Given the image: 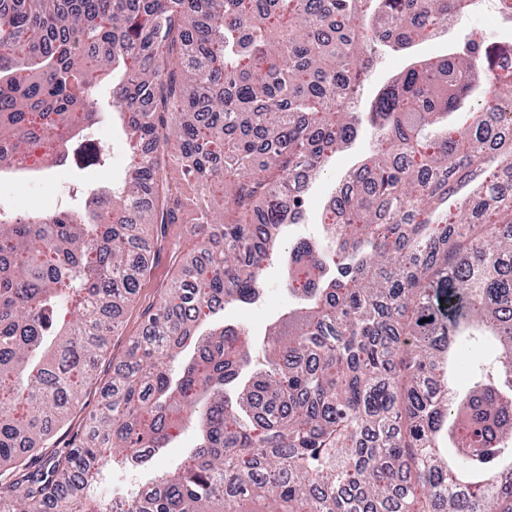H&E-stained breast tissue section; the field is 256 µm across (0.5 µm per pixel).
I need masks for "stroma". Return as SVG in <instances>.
<instances>
[{"mask_svg":"<svg viewBox=\"0 0 512 512\" xmlns=\"http://www.w3.org/2000/svg\"><path fill=\"white\" fill-rule=\"evenodd\" d=\"M474 30L481 32L490 42H512V25L501 20L493 0H480L473 10L466 12L449 26L447 34L440 39L424 42L409 54L392 51L383 53L369 72L365 87L366 95H373L379 87L393 79L409 63L437 55L447 48L458 45L468 33ZM95 135L106 146L108 160L105 165L84 169L73 166L56 167L46 174L43 183L31 184L28 190L29 195L45 210H55L58 197L69 184L74 183L82 186L83 189L90 190L96 186L111 183L113 174L122 171L129 164L128 148L123 140L113 136L110 120H103L96 128ZM370 144L371 134L366 131L360 135L353 148L336 153L328 173L311 186L309 219L307 223L295 227V235L310 237L319 233L320 214L324 202L331 195L335 184L354 166L361 154L368 150ZM152 265L150 276L122 316L119 332L110 339L109 349L99 362L96 381L85 388L79 405L73 409L66 423L56 430L53 439L30 457L29 462L32 466L52 464L62 452L67 451L72 435L81 430L86 418L98 410L101 404L100 388L103 381H106L112 373L111 362L124 357L131 337L139 333L143 326L144 309L150 304L159 302L165 288L175 276L176 269L168 252L154 254ZM281 270L280 262L271 263L267 269L268 286L263 298L252 305L242 304L226 309L225 320L245 324L256 338H263L267 327L287 311L290 302L288 295L278 286ZM195 439V430H188L180 441L169 445L161 456L154 458L148 469L137 473L115 474L112 478L114 486L118 488L131 486L139 481L148 480L153 473L167 469L185 457L189 448L194 445Z\"/></svg>","mask_w":512,"mask_h":512,"instance_id":"stroma-1","label":"stroma"}]
</instances>
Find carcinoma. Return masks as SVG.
<instances>
[{"label":"carcinoma","mask_w":512,"mask_h":512,"mask_svg":"<svg viewBox=\"0 0 512 512\" xmlns=\"http://www.w3.org/2000/svg\"><path fill=\"white\" fill-rule=\"evenodd\" d=\"M472 3L0 0V179L27 157L31 176L94 160L102 87L131 149L80 211L0 212V475L17 472L0 512H512V46L471 38L361 97L375 48L421 44ZM363 126L372 150L326 201L325 237L286 241L289 182ZM187 184L199 257L177 261L70 449L29 467ZM275 258L306 306L259 345L224 309L258 300ZM487 339L499 356L455 390L459 346ZM187 424L181 467L95 497Z\"/></svg>","instance_id":"obj_1"}]
</instances>
